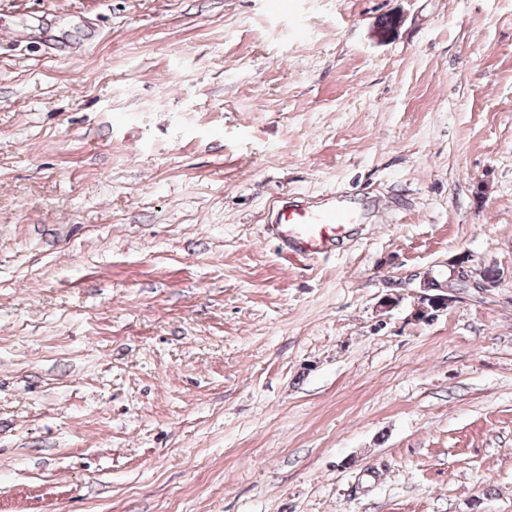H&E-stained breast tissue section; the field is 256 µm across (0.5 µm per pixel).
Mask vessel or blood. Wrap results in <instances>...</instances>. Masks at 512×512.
Wrapping results in <instances>:
<instances>
[{
    "mask_svg": "<svg viewBox=\"0 0 512 512\" xmlns=\"http://www.w3.org/2000/svg\"><path fill=\"white\" fill-rule=\"evenodd\" d=\"M359 221L352 200L331 196L316 205L283 204L271 232L286 255L313 260L335 249Z\"/></svg>",
    "mask_w": 512,
    "mask_h": 512,
    "instance_id": "obj_1",
    "label": "vessel or blood"
}]
</instances>
